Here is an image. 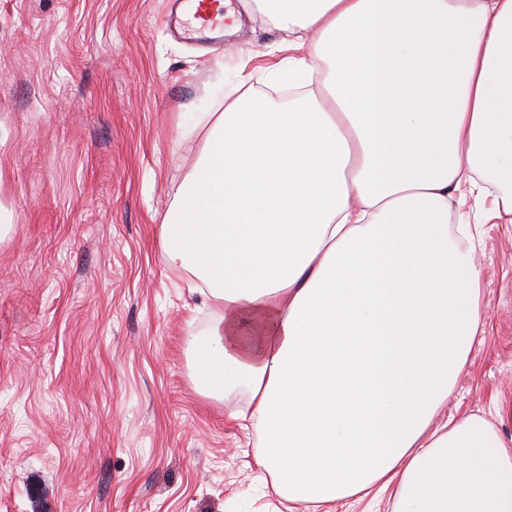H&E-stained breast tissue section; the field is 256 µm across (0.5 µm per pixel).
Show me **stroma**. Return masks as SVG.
Wrapping results in <instances>:
<instances>
[{
	"label": "stroma",
	"mask_w": 512,
	"mask_h": 512,
	"mask_svg": "<svg viewBox=\"0 0 512 512\" xmlns=\"http://www.w3.org/2000/svg\"><path fill=\"white\" fill-rule=\"evenodd\" d=\"M172 0H0V512H283L188 344L212 305L161 224L239 52L283 32L172 36ZM485 333L448 399L512 440V231L478 250Z\"/></svg>",
	"instance_id": "1"
}]
</instances>
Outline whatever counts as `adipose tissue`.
Returning <instances> with one entry per match:
<instances>
[{"mask_svg":"<svg viewBox=\"0 0 512 512\" xmlns=\"http://www.w3.org/2000/svg\"><path fill=\"white\" fill-rule=\"evenodd\" d=\"M289 36L208 132L162 224L216 314L195 382L243 389L290 512H512V446L433 427L480 336L474 242L512 224V0H241ZM457 223H449L450 211Z\"/></svg>","mask_w":512,"mask_h":512,"instance_id":"ef3b65f1","label":"adipose tissue"}]
</instances>
